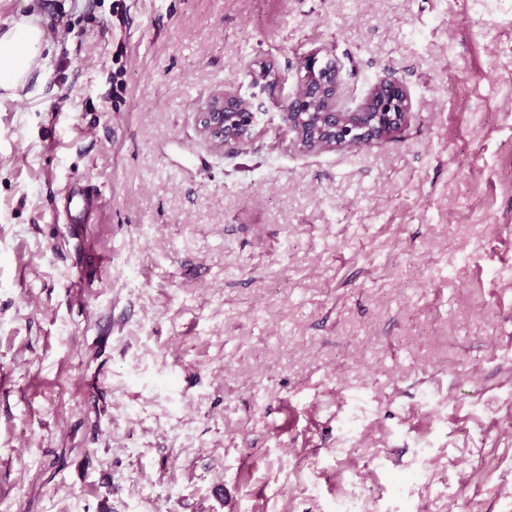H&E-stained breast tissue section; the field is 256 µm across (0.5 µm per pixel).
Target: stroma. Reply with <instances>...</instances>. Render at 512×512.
Wrapping results in <instances>:
<instances>
[{"label":"stroma","mask_w":512,"mask_h":512,"mask_svg":"<svg viewBox=\"0 0 512 512\" xmlns=\"http://www.w3.org/2000/svg\"><path fill=\"white\" fill-rule=\"evenodd\" d=\"M0 512H512V0H0ZM321 51L401 137L230 152ZM103 207L72 224V190ZM357 429H349V421ZM44 48L43 31L26 18L0 35V88L15 91L22 87ZM217 98L214 103L213 99ZM199 113V127L204 137L213 145L222 148H238L252 140L257 117L264 104L255 93L249 96L241 94L240 89L224 92V96H215ZM258 101V105L255 102ZM234 116L226 121L227 115ZM230 127L231 130L226 129Z\"/></svg>","instance_id":"obj_1"}]
</instances>
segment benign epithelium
I'll return each instance as SVG.
<instances>
[{
    "label": "benign epithelium",
    "mask_w": 512,
    "mask_h": 512,
    "mask_svg": "<svg viewBox=\"0 0 512 512\" xmlns=\"http://www.w3.org/2000/svg\"><path fill=\"white\" fill-rule=\"evenodd\" d=\"M307 76L291 90L288 104L302 109L323 104L320 120L312 130L313 138H322L333 150L360 149L393 138L408 123L413 104L406 85L393 76L373 83L363 102L353 109L342 105L339 91L346 80L342 61L333 55L306 57ZM263 101L235 89L208 102L199 113L204 137L222 148H238L252 140Z\"/></svg>",
    "instance_id": "1"
}]
</instances>
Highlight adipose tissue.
Instances as JSON below:
<instances>
[{"instance_id":"obj_1","label":"adipose tissue","mask_w":512,"mask_h":512,"mask_svg":"<svg viewBox=\"0 0 512 512\" xmlns=\"http://www.w3.org/2000/svg\"><path fill=\"white\" fill-rule=\"evenodd\" d=\"M43 49V32L28 19H20L1 34L0 89L14 91L22 87Z\"/></svg>"}]
</instances>
